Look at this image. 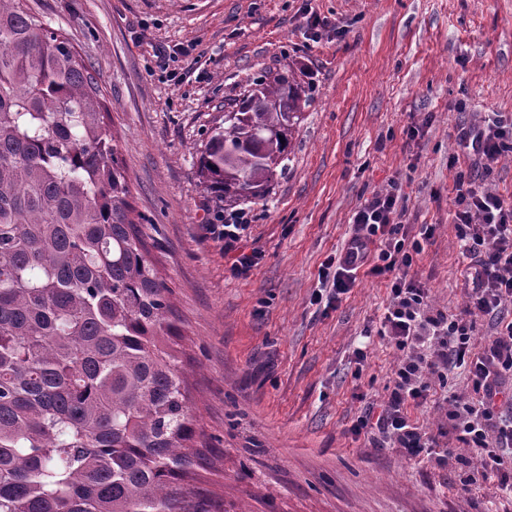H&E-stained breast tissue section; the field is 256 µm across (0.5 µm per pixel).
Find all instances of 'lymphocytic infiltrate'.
<instances>
[{"label": "lymphocytic infiltrate", "instance_id": "f902f5d3", "mask_svg": "<svg viewBox=\"0 0 512 512\" xmlns=\"http://www.w3.org/2000/svg\"><path fill=\"white\" fill-rule=\"evenodd\" d=\"M458 150L483 160L484 182L457 179L453 222L470 258L467 300L456 313L434 310L429 290L416 278L396 276L398 268H411L432 227H422L418 238L400 236L402 211L400 183L376 192L359 206L352 222L354 231L345 248L328 256L324 272L330 273L332 298L346 294L360 272L392 275V300L380 322L379 336L395 347L400 358L389 395L378 417H358L354 432H378L396 443L408 458L439 467L463 465L468 469L459 491L469 495L486 485L496 492L512 493V470L506 466L512 455V320L501 318L512 304V203L494 192L486 179L492 164L512 153V123L488 116L480 123L458 128ZM249 227L246 210L216 213L207 232L224 244L231 274L246 272L257 255L246 252L243 241ZM491 317L488 333L478 322ZM482 345H475V338ZM465 371L479 396L477 403L452 396L448 419L456 433L454 446L441 447L436 436L412 423L409 404L423 401L433 379L443 377L448 367Z\"/></svg>", "mask_w": 512, "mask_h": 512}]
</instances>
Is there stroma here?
<instances>
[{
  "label": "stroma",
  "mask_w": 512,
  "mask_h": 512,
  "mask_svg": "<svg viewBox=\"0 0 512 512\" xmlns=\"http://www.w3.org/2000/svg\"><path fill=\"white\" fill-rule=\"evenodd\" d=\"M26 3L96 78L130 202L173 290L205 441L190 483L205 512H479L484 491L456 494L465 469L351 430L380 414L395 376L399 353L377 334L390 277L360 276L337 301L317 292L357 208L397 179L404 232L434 227L414 267L433 308L464 305L454 184L482 168L456 154L454 134L491 112L512 118V0ZM308 5L323 20L314 30ZM290 69L311 99L287 170L244 205L258 260L235 276L205 229L224 200L202 188L200 157L253 80ZM458 394L478 399L456 369L408 416L439 433Z\"/></svg>",
  "instance_id": "stroma-1"
}]
</instances>
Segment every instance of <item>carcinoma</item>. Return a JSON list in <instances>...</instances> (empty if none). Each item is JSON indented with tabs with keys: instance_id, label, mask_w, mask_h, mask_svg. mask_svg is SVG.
<instances>
[{
	"instance_id": "cac0c4a2",
	"label": "carcinoma",
	"mask_w": 512,
	"mask_h": 512,
	"mask_svg": "<svg viewBox=\"0 0 512 512\" xmlns=\"http://www.w3.org/2000/svg\"><path fill=\"white\" fill-rule=\"evenodd\" d=\"M308 103L291 71L257 78L204 189L264 198ZM130 196L87 66L0 0V512H201L172 290Z\"/></svg>"
}]
</instances>
